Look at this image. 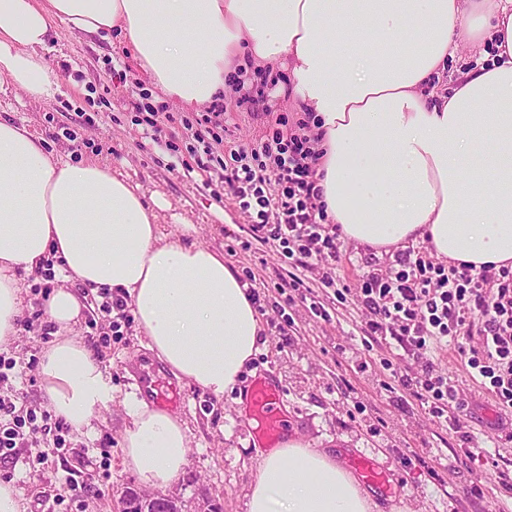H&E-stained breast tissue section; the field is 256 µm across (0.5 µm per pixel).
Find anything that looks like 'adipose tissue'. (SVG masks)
<instances>
[{
	"instance_id": "ef3b65f1",
	"label": "adipose tissue",
	"mask_w": 512,
	"mask_h": 512,
	"mask_svg": "<svg viewBox=\"0 0 512 512\" xmlns=\"http://www.w3.org/2000/svg\"><path fill=\"white\" fill-rule=\"evenodd\" d=\"M119 30L142 72L183 107L232 93L243 61L291 77L321 136L327 214L359 245L428 241L475 267L512 266V0H0V83L55 97L45 54L56 23ZM493 46L489 68L451 93L435 73L461 40ZM61 278L44 302L57 340L40 364L45 401L74 429L115 399L112 377L71 328L86 295L126 293L146 347L177 376L222 397L258 350L247 288L211 249L173 241L110 167L48 155L0 120V346L19 332L17 272L48 257ZM124 464L166 491L188 460V429L141 399L128 404ZM247 512H375L326 450L291 438L260 451Z\"/></svg>"
}]
</instances>
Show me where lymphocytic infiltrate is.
I'll list each match as a JSON object with an SVG mask.
<instances>
[{"label":"lymphocytic infiltrate","mask_w":512,"mask_h":512,"mask_svg":"<svg viewBox=\"0 0 512 512\" xmlns=\"http://www.w3.org/2000/svg\"><path fill=\"white\" fill-rule=\"evenodd\" d=\"M223 126L219 104L197 123L184 125L192 133L188 151L196 155L197 168L220 173L213 195L226 190L243 208H255L253 232L279 243L283 258L297 270L288 282L292 291L305 287L304 270L318 273L322 287H334L342 242L321 201L322 154L306 132L307 122L289 133L273 129L264 140L250 143H224ZM207 127L213 128L212 137H205ZM216 142L224 143L223 155L213 152ZM361 281L366 334L391 338L411 360L399 382L428 405L434 418H451L458 430L467 409L455 386L437 372L450 351L488 381L499 409L512 410V267L447 266L433 262L424 248L410 247L399 251L385 272H367ZM472 337L477 345L464 346V339ZM21 397L17 389L0 395V460L19 448L34 449L40 461L70 455L64 438L69 425L47 411L18 409ZM452 409L457 412L453 418L448 415Z\"/></svg>","instance_id":"1"}]
</instances>
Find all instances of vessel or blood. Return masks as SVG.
Returning a JSON list of instances; mask_svg holds the SVG:
<instances>
[{"mask_svg": "<svg viewBox=\"0 0 512 512\" xmlns=\"http://www.w3.org/2000/svg\"><path fill=\"white\" fill-rule=\"evenodd\" d=\"M282 391L267 379L252 381L248 391V414L246 422L254 439L263 446L272 448L284 430L281 412Z\"/></svg>", "mask_w": 512, "mask_h": 512, "instance_id": "1", "label": "vessel or blood"}]
</instances>
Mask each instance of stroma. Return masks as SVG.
I'll use <instances>...</instances> for the list:
<instances>
[{
  "label": "stroma",
  "instance_id": "1",
  "mask_svg": "<svg viewBox=\"0 0 512 512\" xmlns=\"http://www.w3.org/2000/svg\"><path fill=\"white\" fill-rule=\"evenodd\" d=\"M57 32L48 62L61 78L62 94L39 101L21 89L5 87L0 91V117L28 126L43 138L49 154L111 166L139 186L145 202L162 216L170 239L223 253L237 277L253 273L263 330L259 350L236 388L218 399L175 376L146 349L135 323H122L119 332H112L110 324L118 314L104 308L112 291L89 298L73 333L94 348L108 368L116 400L90 428L70 433L74 453L67 460L41 464L23 448L13 459L0 462V480L12 483L27 512H46L50 496L66 494L72 478L107 489L105 496L89 497L86 512H121L125 491L141 486L123 463L122 434L129 422L125 399L144 398V382L156 378L177 386L180 399L171 411L189 428L188 465L173 494L189 505L207 496L218 512H246L258 449L241 400L250 381L267 371L283 390L288 435L301 436L314 448L338 449L347 462L357 455L372 458L387 474L391 493L370 491L381 512H512V494L499 482L503 474L512 478V444L496 442L499 411L491 395L455 359L442 363L441 373L468 404L465 431L456 433L393 381L392 372L406 367L396 349L366 335L355 287L370 269L371 249L344 242L340 275L352 292L331 320L311 309L315 303L330 306L335 299L330 288H316L313 302L283 308L284 297L276 285L287 279L289 266L278 244L253 237L252 221L237 198L228 193L215 198L203 185V173L186 169L181 154L145 138L136 105L149 99L166 133L173 130L174 120H195L200 110L180 107L146 78L121 33L104 39L63 25ZM235 102L232 96L225 100L230 109L227 126L232 137L242 141L258 139L279 120L293 124L302 117L295 99L277 88L266 89L263 100L251 107L239 108ZM186 219L193 223L192 231H185ZM234 239L247 242V249L228 254ZM59 278L55 259L49 267L17 277L33 329L19 332L0 352L28 368L26 381L14 383L24 394L25 408L44 404L39 368L54 340V327L43 302ZM281 324L286 334H279ZM470 438L488 449L489 461L467 453ZM476 483L482 488L477 495L471 491Z\"/></svg>",
  "mask_w": 512,
  "mask_h": 512
}]
</instances>
